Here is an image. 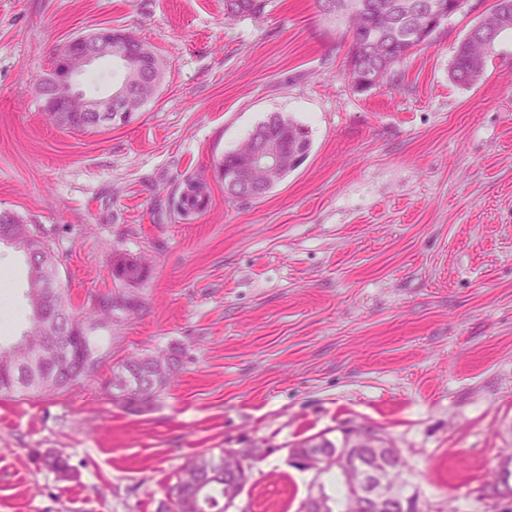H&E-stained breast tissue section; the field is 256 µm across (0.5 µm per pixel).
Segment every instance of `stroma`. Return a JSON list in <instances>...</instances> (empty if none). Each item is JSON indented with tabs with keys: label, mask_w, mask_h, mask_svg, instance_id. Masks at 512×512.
<instances>
[{
	"label": "stroma",
	"mask_w": 512,
	"mask_h": 512,
	"mask_svg": "<svg viewBox=\"0 0 512 512\" xmlns=\"http://www.w3.org/2000/svg\"><path fill=\"white\" fill-rule=\"evenodd\" d=\"M468 0L402 65L354 93L345 24L316 0H0V209L42 226L75 311L124 293L116 256H148L97 376L0 396V512H157L192 456L261 447L228 512H299L329 476L292 444L365 423L393 438L420 512H512L489 473L512 448V31L482 80L449 73L491 6ZM136 32L167 74L133 122L46 120L35 83L71 38ZM304 125L307 160L260 199L224 196L216 164L267 116ZM206 207H173L185 178ZM0 342L22 331L26 266L0 244ZM179 345L169 390L132 411L111 365ZM53 450L73 479L35 460ZM267 4L268 0H224V14L228 17H259L265 12Z\"/></svg>",
	"instance_id": "1"
}]
</instances>
